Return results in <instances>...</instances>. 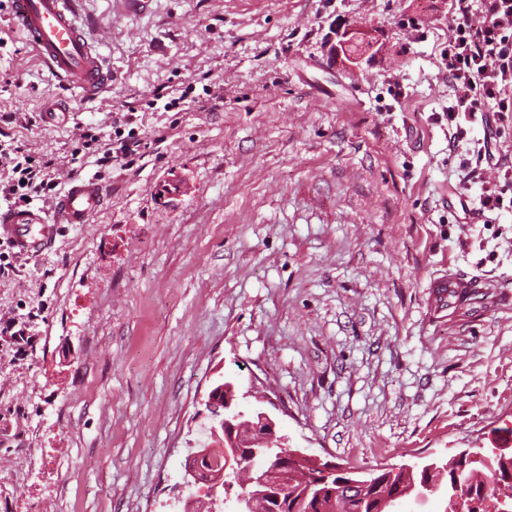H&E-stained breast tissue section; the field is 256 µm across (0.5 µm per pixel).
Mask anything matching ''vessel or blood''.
<instances>
[{"label": "vessel or blood", "mask_w": 512, "mask_h": 512, "mask_svg": "<svg viewBox=\"0 0 512 512\" xmlns=\"http://www.w3.org/2000/svg\"><path fill=\"white\" fill-rule=\"evenodd\" d=\"M10 23L67 89L93 98L109 88L112 68L85 35L74 0H12ZM104 202L103 184L85 178L70 183L56 198L51 217L32 208L0 209V241L20 255H41L51 250L65 225L88 223ZM476 286V280L450 274L433 282V296L444 297L449 290L461 294Z\"/></svg>", "instance_id": "obj_1"}]
</instances>
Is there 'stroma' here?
<instances>
[{
	"label": "stroma",
	"instance_id": "obj_1",
	"mask_svg": "<svg viewBox=\"0 0 512 512\" xmlns=\"http://www.w3.org/2000/svg\"><path fill=\"white\" fill-rule=\"evenodd\" d=\"M75 7L111 88L66 90L0 0V140L63 185L87 128L148 147L87 165L104 208L0 276V316L32 336L0 338V512H195L213 492L185 460L225 378L268 395L241 405L289 446L361 473L492 449L512 427V214L460 221L433 118L448 0ZM350 24L384 45L358 68L331 51ZM165 85L202 109L153 111ZM447 270L486 286L436 315Z\"/></svg>",
	"mask_w": 512,
	"mask_h": 512
}]
</instances>
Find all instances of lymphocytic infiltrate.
Returning a JSON list of instances; mask_svg holds the SVG:
<instances>
[{
  "label": "lymphocytic infiltrate",
  "mask_w": 512,
  "mask_h": 512,
  "mask_svg": "<svg viewBox=\"0 0 512 512\" xmlns=\"http://www.w3.org/2000/svg\"><path fill=\"white\" fill-rule=\"evenodd\" d=\"M448 27L442 66L453 95L444 117L452 146H468L460 163L462 190L476 192L478 200L463 213L468 218L512 213V163L498 155L489 132L490 112H512V0H448ZM145 147L131 135L113 150L100 134L87 130L71 161L123 167ZM0 168L7 171L0 177V206H30L58 186L53 161L36 159L18 146H0ZM489 168L495 177H485Z\"/></svg>",
  "instance_id": "obj_1"
}]
</instances>
